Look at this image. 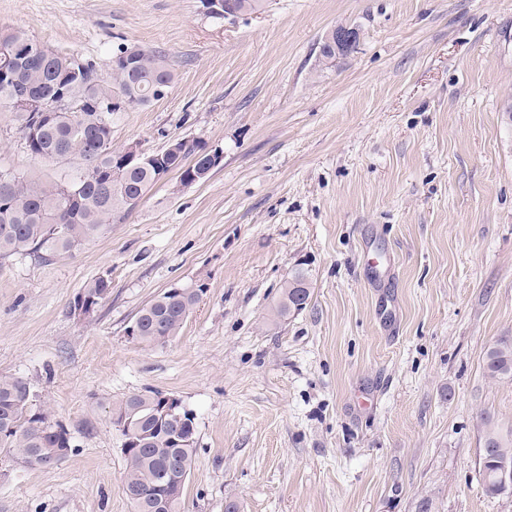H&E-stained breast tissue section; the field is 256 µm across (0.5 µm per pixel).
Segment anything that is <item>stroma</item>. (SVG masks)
I'll list each match as a JSON object with an SVG mask.
<instances>
[{
	"instance_id": "obj_1",
	"label": "stroma",
	"mask_w": 512,
	"mask_h": 512,
	"mask_svg": "<svg viewBox=\"0 0 512 512\" xmlns=\"http://www.w3.org/2000/svg\"><path fill=\"white\" fill-rule=\"evenodd\" d=\"M357 42L319 52L336 25ZM0 29L110 75L161 53L165 96L112 117V145L189 138L224 153L202 182L156 186L72 254L0 261V374L71 431L54 466L0 448V512H132L112 404L144 390L193 410L184 512H512L479 477L485 421L512 429V0H268L224 20L200 0H0ZM0 167L38 181L0 112ZM311 297L277 319L281 286ZM112 293L86 318L92 278ZM203 286L180 335L125 331L171 286ZM311 297L308 273L297 270L284 282L275 306L277 317L288 318V315L302 310ZM112 293V281L108 276H98L84 286L82 291L77 295L73 302H71L70 311L74 314V310L79 305H85L86 308H92V314L98 306L106 300ZM77 312L83 313L84 310L77 309ZM486 372L491 378L512 377V338L504 336L486 352Z\"/></svg>"
}]
</instances>
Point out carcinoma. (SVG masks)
Returning <instances> with one entry per match:
<instances>
[{"label":"carcinoma","instance_id":"1","mask_svg":"<svg viewBox=\"0 0 512 512\" xmlns=\"http://www.w3.org/2000/svg\"><path fill=\"white\" fill-rule=\"evenodd\" d=\"M351 31L340 25L322 38L320 54L334 59L332 49L344 52ZM0 111L18 113L19 129L31 155L72 160L76 174L50 183L0 169V260L28 255L42 263L81 249L84 245L124 224L155 185L168 178L167 170L149 163L119 168L112 148V112L103 106L123 94L134 105L150 103L151 90L170 88L176 74L162 55L138 50L128 64L119 57L111 67V79L96 68L76 72L73 56L53 51L22 31L0 32ZM65 92L77 102L76 112L56 110L54 95ZM40 99L46 117L33 122L34 113L20 111L25 95ZM187 178L207 164L206 149L195 145ZM112 293V281L98 276L84 286L70 310L83 305L92 309ZM311 297L308 273L297 270L284 282L275 306L277 317L303 309ZM200 296L185 288L178 295L161 293L135 314L140 326L137 343L162 346L178 336ZM486 372L491 378L512 377V338L505 336L486 352ZM112 414L125 419L135 443L124 456L123 492L133 512H182L185 485L172 491L163 506L154 497L155 486L176 481V471L191 472L197 443V426L191 419L177 428L159 422L152 398L130 394L112 404ZM0 447L27 466L44 458L64 459L72 448L68 428L56 420L38 400L27 380L0 375ZM512 463V431L504 434L488 427L480 448L479 468L485 494L495 495L496 463Z\"/></svg>","mask_w":512,"mask_h":512}]
</instances>
